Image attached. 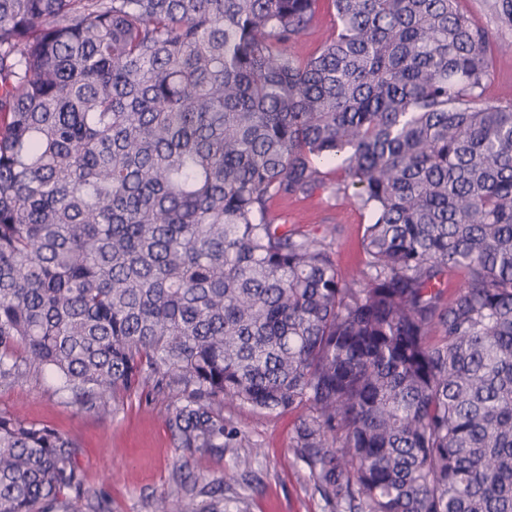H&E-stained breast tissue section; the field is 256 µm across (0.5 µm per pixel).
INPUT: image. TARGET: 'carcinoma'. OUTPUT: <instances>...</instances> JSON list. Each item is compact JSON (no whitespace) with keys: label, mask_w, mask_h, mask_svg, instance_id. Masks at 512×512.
<instances>
[{"label":"carcinoma","mask_w":512,"mask_h":512,"mask_svg":"<svg viewBox=\"0 0 512 512\" xmlns=\"http://www.w3.org/2000/svg\"><path fill=\"white\" fill-rule=\"evenodd\" d=\"M457 2L0 0V384L152 383L198 450L226 403L299 410L333 509L512 512V0ZM326 165L371 214L356 270L270 217ZM77 454L0 412V512H72ZM483 3V0H459L460 9L474 24L493 28L494 23ZM335 20L333 10H327L326 7L322 9L313 26L292 46V52L302 60L307 59L318 50L324 32L334 24ZM489 77L485 98L491 101H512V48L493 47L489 52Z\"/></svg>","instance_id":"obj_1"}]
</instances>
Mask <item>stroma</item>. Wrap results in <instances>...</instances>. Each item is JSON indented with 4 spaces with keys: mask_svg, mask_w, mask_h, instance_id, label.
I'll use <instances>...</instances> for the list:
<instances>
[{
    "mask_svg": "<svg viewBox=\"0 0 512 512\" xmlns=\"http://www.w3.org/2000/svg\"><path fill=\"white\" fill-rule=\"evenodd\" d=\"M485 97L512 101V48L491 49ZM271 216L275 223L318 237L331 235L341 269L360 265L370 215L352 201L321 190L306 199L275 203ZM180 403L175 392L149 385L103 411L69 404L54 381L40 375L0 385V411L20 410L29 421L77 443V466L109 512H154L163 497L184 512H199L211 504L209 490L217 484L223 485L224 503L231 510L332 512L293 448L298 412L225 405L224 423L235 428L236 438L224 450L200 451L182 447L168 424V413ZM243 457L250 459L249 468L236 469Z\"/></svg>",
    "mask_w": 512,
    "mask_h": 512,
    "instance_id": "35a3bbf8",
    "label": "stroma"
}]
</instances>
